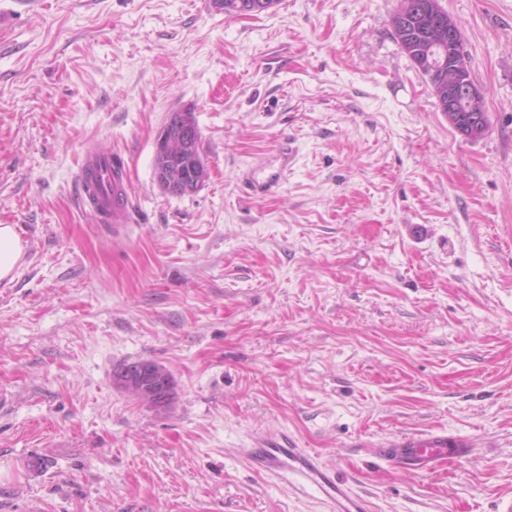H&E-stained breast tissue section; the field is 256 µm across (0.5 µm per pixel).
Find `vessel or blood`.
I'll use <instances>...</instances> for the list:
<instances>
[{"label": "vessel or blood", "instance_id": "1", "mask_svg": "<svg viewBox=\"0 0 512 512\" xmlns=\"http://www.w3.org/2000/svg\"><path fill=\"white\" fill-rule=\"evenodd\" d=\"M293 160L289 148H280L272 163L245 180L247 195L261 198L273 193ZM123 169L115 155L89 148L84 152L78 173L82 203L90 207L99 221L117 228L131 221ZM469 445L467 439L437 431L390 440L379 446L378 453L394 465L430 471L456 458ZM244 455L256 472L286 481L295 494L316 497L326 506L327 512L365 510L362 501L352 496L345 482L337 480L335 473L324 468L317 457L299 448L292 438L256 435Z\"/></svg>", "mask_w": 512, "mask_h": 512}]
</instances>
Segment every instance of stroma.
Returning a JSON list of instances; mask_svg holds the SVG:
<instances>
[{
  "instance_id": "stroma-1",
  "label": "stroma",
  "mask_w": 512,
  "mask_h": 512,
  "mask_svg": "<svg viewBox=\"0 0 512 512\" xmlns=\"http://www.w3.org/2000/svg\"><path fill=\"white\" fill-rule=\"evenodd\" d=\"M488 131L461 136L401 49L400 0H0V512H324L253 471L291 436L368 512L512 505V0H439ZM193 111L209 177L154 181ZM295 164L248 199L281 142ZM121 154L134 221L83 209L86 145ZM174 380L156 409L120 364ZM471 441L431 471L375 450ZM170 121H167L164 132L160 135L157 140V183L159 187H165L167 185L168 176V164L171 156L170 149L174 141L178 143L185 142L181 139V136L176 132L170 130ZM21 259L22 247L15 225L0 224V282L14 280ZM153 364V367L156 368L158 371L160 377L162 376V379H166L169 383H171L170 387V393H169V399H168V405L171 403L172 400V386H173V380L171 377V374L168 372L166 368H164L162 365L152 362V361H134V362H128L121 364L117 369L114 370L113 376H115L119 371L122 370H136L138 366H141L143 364ZM152 365H144L139 368L138 371L133 372H121L116 378H115V384L117 387L129 392L134 397L140 399L149 401L146 402L148 404H151L154 407L162 406L166 402L167 393L169 391V383L166 382V380L162 381V384H160V381L158 377L156 376L155 372L153 371ZM158 405V406H157Z\"/></svg>"
}]
</instances>
